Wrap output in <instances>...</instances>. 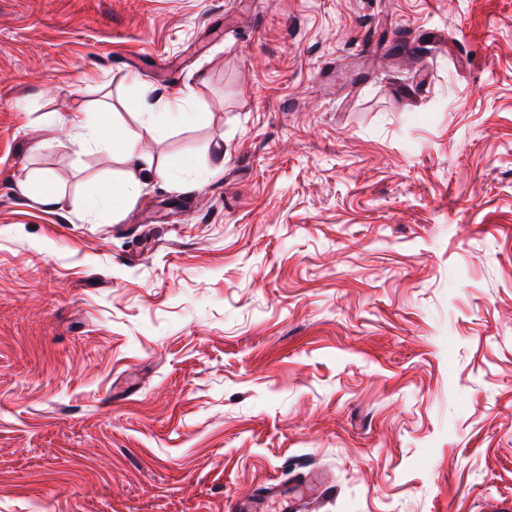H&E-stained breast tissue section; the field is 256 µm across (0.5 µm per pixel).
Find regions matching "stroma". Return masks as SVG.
I'll return each instance as SVG.
<instances>
[{
	"instance_id": "obj_1",
	"label": "stroma",
	"mask_w": 512,
	"mask_h": 512,
	"mask_svg": "<svg viewBox=\"0 0 512 512\" xmlns=\"http://www.w3.org/2000/svg\"><path fill=\"white\" fill-rule=\"evenodd\" d=\"M187 87L173 186L89 213L70 117ZM267 483L512 504V0H0V512Z\"/></svg>"
}]
</instances>
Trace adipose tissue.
<instances>
[{
    "mask_svg": "<svg viewBox=\"0 0 512 512\" xmlns=\"http://www.w3.org/2000/svg\"><path fill=\"white\" fill-rule=\"evenodd\" d=\"M192 97L193 91L189 88L176 97L144 96L140 103L141 125L136 131L127 132L115 126H105L98 120L73 116L70 123L76 130L75 143L83 150L94 148L118 157L126 166L128 177L168 180V171L153 166L141 144L158 133L163 124L189 120L188 105Z\"/></svg>",
    "mask_w": 512,
    "mask_h": 512,
    "instance_id": "ef3b65f1",
    "label": "adipose tissue"
}]
</instances>
